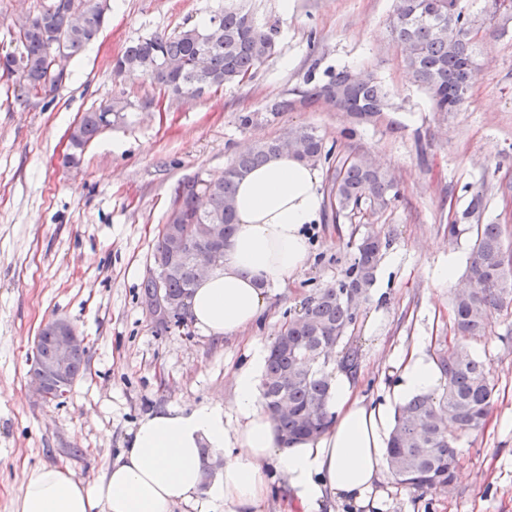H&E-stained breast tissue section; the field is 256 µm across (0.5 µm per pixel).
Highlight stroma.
Returning a JSON list of instances; mask_svg holds the SVG:
<instances>
[{"label":"stroma","instance_id":"1","mask_svg":"<svg viewBox=\"0 0 512 512\" xmlns=\"http://www.w3.org/2000/svg\"><path fill=\"white\" fill-rule=\"evenodd\" d=\"M227 0H109L98 38L71 61L55 91L16 100L0 78V512H15L23 467L66 463L94 482L114 462L151 409L218 403L231 408L234 375L252 345L271 346L282 325L320 288L342 279L351 241L374 231L386 240L375 282L356 303V377L363 396L382 400L396 363L417 341L435 352L451 333V288L439 268L464 275L471 233L448 226L484 187L480 221L498 224L512 250V20L495 25L478 56L477 80L460 110L435 111L414 82L391 34L394 0H240L256 20L277 26V55L242 84L195 99L172 100L144 76H112L125 46L154 33L199 23ZM349 69L370 72L390 107L381 121L355 125L330 104L272 118L270 106ZM129 101L126 123L104 130L79 167L60 163L69 129L89 109ZM150 108H140L142 99ZM258 114L244 127L242 115ZM311 126L334 147L318 165L328 191L334 161L368 156L396 179L400 197L382 210L333 219L323 208L298 279L271 291L267 322L214 343L193 325L161 321L142 284L181 180L220 175L256 141ZM54 319L72 323L87 343V368L65 399L40 400L29 377L34 342ZM494 383L483 430L462 437L451 491H421L388 478L384 512H512V314H494L469 340Z\"/></svg>","mask_w":512,"mask_h":512}]
</instances>
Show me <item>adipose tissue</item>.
Wrapping results in <instances>:
<instances>
[{"instance_id": "1", "label": "adipose tissue", "mask_w": 512, "mask_h": 512, "mask_svg": "<svg viewBox=\"0 0 512 512\" xmlns=\"http://www.w3.org/2000/svg\"><path fill=\"white\" fill-rule=\"evenodd\" d=\"M323 196L316 170L290 155L250 172L235 195L237 224L224 257L193 288L188 317L202 336L219 342L243 333L270 306L268 288H284L305 269L306 225L318 222ZM267 357L255 347L234 376L231 410L218 404L159 407L132 430L117 460L94 484L65 464L27 469L16 512H261L273 482H280L300 512H336L348 504L381 512L379 487L388 477L386 443L393 406L438 390L442 375L417 343L399 361L398 381L385 402L358 394V381L336 371L331 381L329 427L320 435L283 444L259 393ZM223 463L206 478L201 449Z\"/></svg>"}]
</instances>
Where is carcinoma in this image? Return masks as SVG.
<instances>
[{
    "instance_id": "carcinoma-1",
    "label": "carcinoma",
    "mask_w": 512,
    "mask_h": 512,
    "mask_svg": "<svg viewBox=\"0 0 512 512\" xmlns=\"http://www.w3.org/2000/svg\"><path fill=\"white\" fill-rule=\"evenodd\" d=\"M85 0H51L41 12L14 24L13 50L0 55V74L14 80L25 97L50 91L59 85L51 68L54 41L63 42L68 58L78 57L103 27H71L68 10ZM509 20L504 0H487L485 16L473 18L461 0H395L391 33L401 47L407 70L431 95L435 110L454 112L465 102L479 68L488 30L498 19ZM278 30L259 24L237 4L224 7L204 25L179 32L155 33L126 46L112 68L127 67L148 77L164 91L183 98L201 96L199 84L213 89L244 82L277 52ZM351 71L328 74L325 81L307 78L308 88L295 91L298 100L276 102L271 114L291 112L297 103L323 100L348 113L358 124L377 121L388 108L387 92L370 73L358 83ZM127 102L111 100L85 112L75 124L73 137L84 149L106 127L103 113L112 122L126 118ZM281 154H289L311 166L331 158L324 138L308 126L291 129L287 136L258 141L234 156L216 184L199 178L180 183L175 201L182 203L197 242L219 251L235 229V194L238 183L250 171ZM335 217L363 207L383 209L399 195L392 176L365 156L336 166L332 182ZM484 191L474 188L462 219L483 207ZM472 256L465 272L471 285L467 294L453 293L451 304L455 334L463 339L485 335L495 312L512 307V261L502 244L498 224H472ZM383 242L377 233L362 236L354 247L351 263L336 284L316 290L302 314L281 329L269 350L262 379L265 409L280 440L315 437L331 423L327 409L330 377L326 367L338 347L345 352L341 368L354 371L359 354L349 332L357 321L352 303L367 296L382 257ZM191 258L182 256L165 276V297L179 308L190 296ZM436 361L444 374L440 395H417L402 404L395 417L387 447L391 473L415 489L446 491L454 482L460 462V437L479 431L490 413L494 385L488 365L462 344L444 345ZM288 400V414L276 416L273 408Z\"/></svg>"
}]
</instances>
